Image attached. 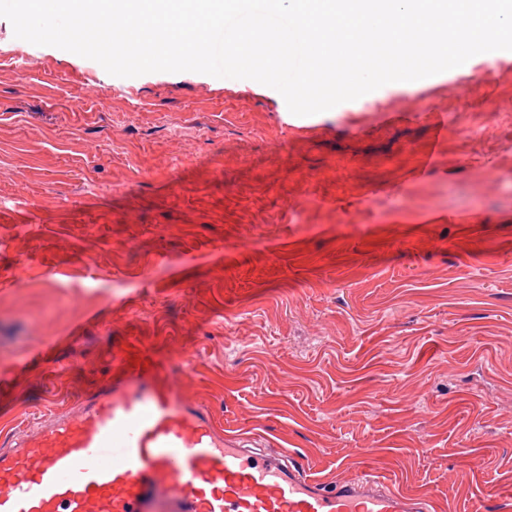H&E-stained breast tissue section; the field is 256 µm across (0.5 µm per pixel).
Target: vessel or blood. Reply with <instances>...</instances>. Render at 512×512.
I'll return each instance as SVG.
<instances>
[{
  "label": "vessel or blood",
  "mask_w": 512,
  "mask_h": 512,
  "mask_svg": "<svg viewBox=\"0 0 512 512\" xmlns=\"http://www.w3.org/2000/svg\"><path fill=\"white\" fill-rule=\"evenodd\" d=\"M176 362L136 338L76 412L0 441V512H432L380 476L322 480L299 460L225 432L180 395Z\"/></svg>",
  "instance_id": "vessel-or-blood-1"
}]
</instances>
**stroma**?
<instances>
[{"instance_id": "obj_1", "label": "stroma", "mask_w": 512, "mask_h": 512, "mask_svg": "<svg viewBox=\"0 0 512 512\" xmlns=\"http://www.w3.org/2000/svg\"><path fill=\"white\" fill-rule=\"evenodd\" d=\"M509 113L512 51L296 116L250 79L116 77L0 18V437L137 336L316 477L512 512Z\"/></svg>"}]
</instances>
